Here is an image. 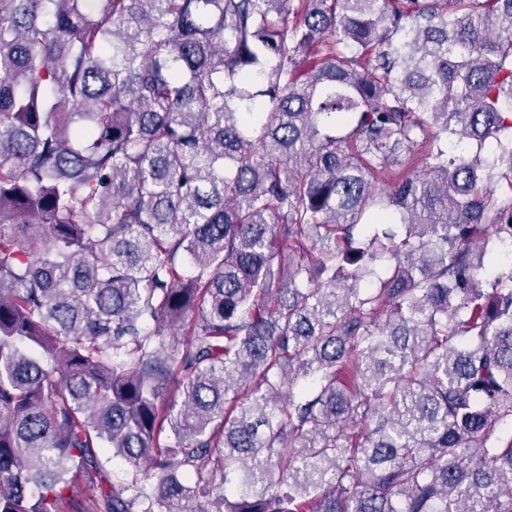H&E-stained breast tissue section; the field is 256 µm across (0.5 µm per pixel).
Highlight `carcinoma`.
Segmentation results:
<instances>
[{"label":"carcinoma","instance_id":"cac0c4a2","mask_svg":"<svg viewBox=\"0 0 512 512\" xmlns=\"http://www.w3.org/2000/svg\"><path fill=\"white\" fill-rule=\"evenodd\" d=\"M502 185L512 0H0V512H512Z\"/></svg>","mask_w":512,"mask_h":512}]
</instances>
